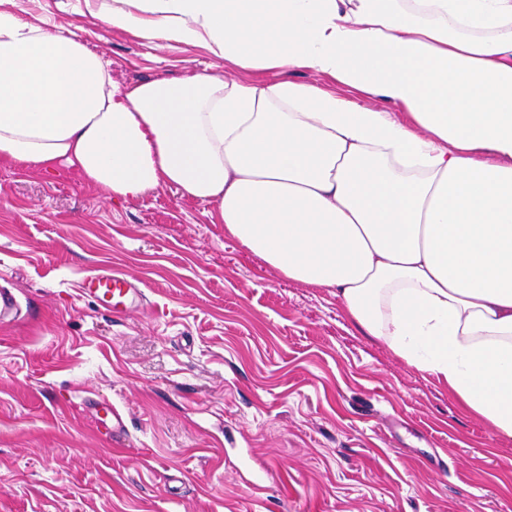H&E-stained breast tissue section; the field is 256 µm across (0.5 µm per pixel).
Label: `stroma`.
<instances>
[{
  "instance_id": "1",
  "label": "stroma",
  "mask_w": 512,
  "mask_h": 512,
  "mask_svg": "<svg viewBox=\"0 0 512 512\" xmlns=\"http://www.w3.org/2000/svg\"><path fill=\"white\" fill-rule=\"evenodd\" d=\"M7 6L77 32L120 83L224 69L62 0ZM207 210L0 164V292L17 304L0 325V512H512V438ZM98 268L142 296L118 314L82 297ZM102 401L123 444L97 428Z\"/></svg>"
}]
</instances>
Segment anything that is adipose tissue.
Returning <instances> with one entry per match:
<instances>
[{"mask_svg":"<svg viewBox=\"0 0 512 512\" xmlns=\"http://www.w3.org/2000/svg\"><path fill=\"white\" fill-rule=\"evenodd\" d=\"M229 70L118 84L0 9V161L160 187L512 437V0H83ZM314 71L357 103L293 80ZM246 79H239V72Z\"/></svg>","mask_w":512,"mask_h":512,"instance_id":"1","label":"adipose tissue"}]
</instances>
